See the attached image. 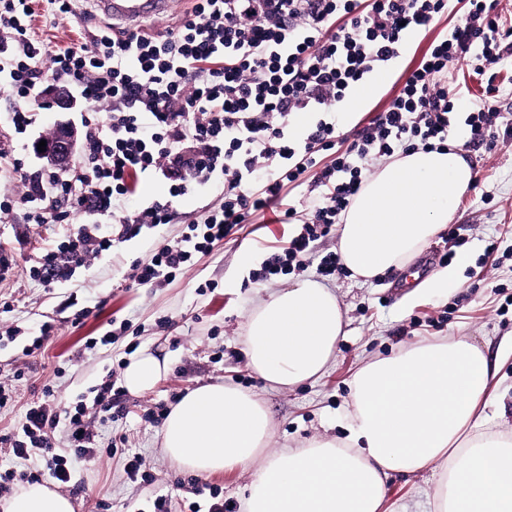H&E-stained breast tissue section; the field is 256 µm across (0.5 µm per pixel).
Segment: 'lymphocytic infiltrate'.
Returning a JSON list of instances; mask_svg holds the SVG:
<instances>
[{
  "label": "lymphocytic infiltrate",
  "instance_id": "obj_1",
  "mask_svg": "<svg viewBox=\"0 0 512 512\" xmlns=\"http://www.w3.org/2000/svg\"><path fill=\"white\" fill-rule=\"evenodd\" d=\"M449 0H192L168 30L142 22L131 32L98 26L90 39L65 48L41 40L32 29L33 0H0V85L15 98L36 94L42 83L69 85L105 117L86 120L82 165L48 180L68 210L46 216L87 223L67 233L31 267L44 283L72 278L91 258L129 241L143 227L171 221L163 201L118 216L132 176L164 177L177 197L196 185L223 177L224 195L189 224L179 239L154 247L128 275L138 286L175 280L199 253L242 229L259 213L275 211L290 224L297 211L284 207L299 187L320 190L310 215L286 248L267 257L256 277L306 269L312 244L341 223L366 176L369 160L415 147L438 149L448 139L454 103L448 73L468 56L497 64L512 51V35L500 26L498 0H471L464 25L433 42L400 93L336 152L331 113L348 91L397 58L409 31L427 27L446 12ZM312 116L304 135L294 118ZM332 153L329 165L321 157ZM111 214L102 232L97 215ZM113 380L96 389L92 405L53 403L54 391L31 402L16 432L0 436L10 453L35 459L40 472L5 473V480L36 481L45 473L60 486L74 474L73 459L94 458L93 414L111 413ZM68 430L69 454L56 452L58 426Z\"/></svg>",
  "mask_w": 512,
  "mask_h": 512
}]
</instances>
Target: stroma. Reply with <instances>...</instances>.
Wrapping results in <instances>:
<instances>
[{"label": "stroma", "instance_id": "obj_1", "mask_svg": "<svg viewBox=\"0 0 512 512\" xmlns=\"http://www.w3.org/2000/svg\"><path fill=\"white\" fill-rule=\"evenodd\" d=\"M84 17L56 23L43 11L34 22L42 38L63 46L79 41L88 30L102 24L90 0L78 5ZM467 0H454L451 8L425 30L408 34L399 58L385 68L387 79L351 116L339 120V149H346L357 124L381 111L399 89L398 77L414 69L430 43L440 34L465 22ZM470 59L459 60L448 77L449 93L464 92L462 107L477 108L494 97L500 117L491 136L474 140L462 155L474 174V183L457 205L450 231L464 243L454 247L447 233L435 236L407 265L427 280L448 267V259L467 253L470 262L458 271L456 288L448 298L424 293L415 282L400 280L390 270L367 281L342 272L325 279L341 305L346 334L325 374L317 381L292 389L266 386L248 368L243 336L251 310L271 293L288 287L302 276L316 277V263L337 252L338 234L314 242L312 265L305 272L279 275L268 281L254 274L270 254L282 251L297 233L294 224H275L270 217L254 216L252 224L208 254L197 255L188 272L157 288H137L127 278L133 262L143 259L149 247L180 238L207 205L216 202L220 185L198 187L170 198V223L144 229L132 240L103 253L87 267L78 268L70 280L46 284L30 277L29 270L41 254L69 232L66 224L36 223L28 203L14 202L0 219V254L14 258V268L0 281V324L19 328L15 341L0 347V375L9 377L16 391L10 409L0 411V435L12 432L30 402L51 384L58 404H92L93 391L109 373H122L128 359L147 349L171 355L175 365L153 390L141 395L122 392L118 418H96L94 445L102 453L94 459L73 462L75 485L65 494L75 512H153V503L165 502V512H190L200 506L207 512L211 492H220L227 512H243L251 474L234 471L199 477L177 467L163 453L160 425L174 401L189 387L230 382L257 392L273 424L269 448L280 453L301 448L315 437L344 438L340 418L350 401L349 382L363 364L413 346L425 339L469 337L498 369L494 399L485 408L489 427L512 426V54L505 55L484 74H476ZM16 104L0 93V151L15 159L26 178L32 199L54 205L47 195L49 174L33 152L35 139L57 123L81 127L89 103L72 112H57L28 100L35 122L17 134L10 116ZM86 310L81 324L76 311ZM54 321L53 336L44 350L32 356L22 351L39 334L42 321ZM128 322V331L112 345L87 349L110 321ZM22 376H15V369ZM113 455H105L108 447ZM142 457L153 479L131 481L124 468L132 456ZM433 477L423 472L394 475L387 485L385 512H432Z\"/></svg>", "mask_w": 512, "mask_h": 512}]
</instances>
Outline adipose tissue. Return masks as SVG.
Masks as SVG:
<instances>
[{
    "label": "adipose tissue",
    "instance_id": "ef3b65f1",
    "mask_svg": "<svg viewBox=\"0 0 512 512\" xmlns=\"http://www.w3.org/2000/svg\"><path fill=\"white\" fill-rule=\"evenodd\" d=\"M474 174L456 150L422 149L378 163L339 226V253L368 280L405 267L453 219ZM344 335L336 295L307 278L253 308L244 336L250 370L273 388L319 379ZM168 358L142 350L123 371L126 389L150 391ZM494 374L461 336L428 340L366 363L351 380L345 440L326 437L269 456L272 424L251 391L212 383L167 412L162 448L198 476L252 470L245 512H383L393 474L431 472L433 512H512V429L485 427L477 410ZM0 512H74L50 483L0 502Z\"/></svg>",
    "mask_w": 512,
    "mask_h": 512
}]
</instances>
